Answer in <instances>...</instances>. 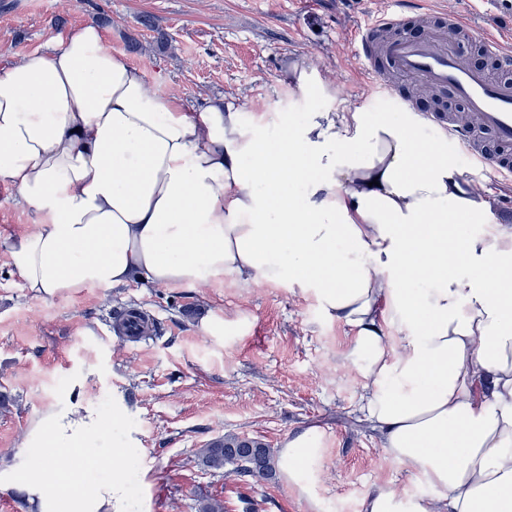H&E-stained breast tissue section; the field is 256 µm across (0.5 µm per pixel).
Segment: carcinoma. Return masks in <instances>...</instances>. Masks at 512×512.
Instances as JSON below:
<instances>
[{
	"instance_id": "obj_1",
	"label": "carcinoma",
	"mask_w": 512,
	"mask_h": 512,
	"mask_svg": "<svg viewBox=\"0 0 512 512\" xmlns=\"http://www.w3.org/2000/svg\"><path fill=\"white\" fill-rule=\"evenodd\" d=\"M204 467L222 471L227 465L242 476L257 480H268L275 470V455L272 449L259 440L241 438L237 435L219 437L200 450Z\"/></svg>"
}]
</instances>
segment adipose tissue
<instances>
[{"label":"adipose tissue","mask_w":512,"mask_h":512,"mask_svg":"<svg viewBox=\"0 0 512 512\" xmlns=\"http://www.w3.org/2000/svg\"><path fill=\"white\" fill-rule=\"evenodd\" d=\"M423 121L339 104L274 138L233 102L196 111L152 87L88 21L0 61V182L40 224L8 243L10 263L37 299L227 273L313 290L351 333L385 455L433 491L411 512H512V219L447 133L419 140ZM322 436H288L284 482L302 487ZM111 439L98 409L63 399L0 483L21 482L32 512H127L111 465L134 443ZM56 448L75 455L76 491L58 488Z\"/></svg>","instance_id":"adipose-tissue-1"}]
</instances>
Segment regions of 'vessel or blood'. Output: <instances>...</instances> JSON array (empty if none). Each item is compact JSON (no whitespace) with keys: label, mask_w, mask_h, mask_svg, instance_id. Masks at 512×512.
Here are the masks:
<instances>
[{"label":"vessel or blood","mask_w":512,"mask_h":512,"mask_svg":"<svg viewBox=\"0 0 512 512\" xmlns=\"http://www.w3.org/2000/svg\"><path fill=\"white\" fill-rule=\"evenodd\" d=\"M406 13L395 10L362 27L358 34L364 70L373 79L381 74L375 66L376 52H383L396 78L434 90L451 89L464 103L474 120L470 127H459L451 115L427 114L428 122L448 133L476 161L503 176H512V24L479 32L455 12H432L429 32L418 37L404 34ZM479 42L490 68L470 65L467 43ZM156 317L147 309L125 310L118 331L139 343L154 335Z\"/></svg>","instance_id":"obj_1"}]
</instances>
